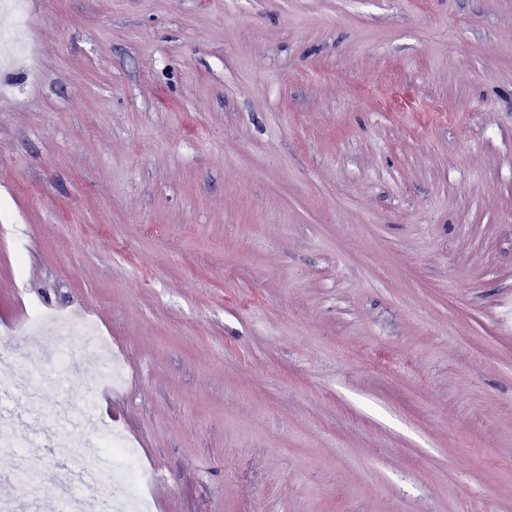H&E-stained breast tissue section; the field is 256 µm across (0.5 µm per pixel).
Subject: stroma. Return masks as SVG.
<instances>
[{
    "label": "stroma",
    "mask_w": 512,
    "mask_h": 512,
    "mask_svg": "<svg viewBox=\"0 0 512 512\" xmlns=\"http://www.w3.org/2000/svg\"><path fill=\"white\" fill-rule=\"evenodd\" d=\"M0 385L57 354L154 512H512V0H27ZM48 421L20 466L55 504ZM92 324L84 317L78 316H56L46 313L37 314L29 323V328L33 332L41 333L47 330L58 332L79 333L86 340L92 331Z\"/></svg>",
    "instance_id": "35a3bbf8"
}]
</instances>
